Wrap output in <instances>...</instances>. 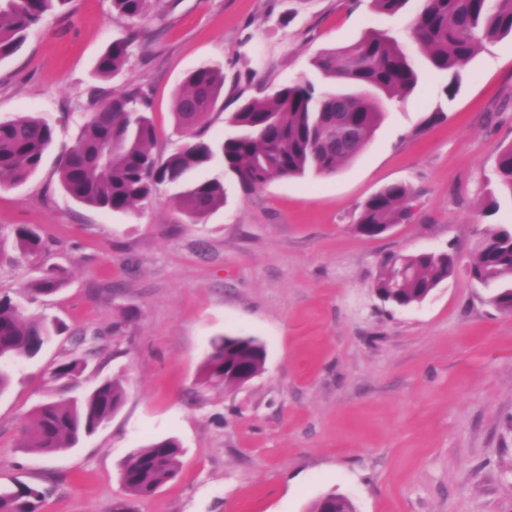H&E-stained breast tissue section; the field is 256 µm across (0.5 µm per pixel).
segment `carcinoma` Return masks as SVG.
<instances>
[{
	"mask_svg": "<svg viewBox=\"0 0 512 512\" xmlns=\"http://www.w3.org/2000/svg\"><path fill=\"white\" fill-rule=\"evenodd\" d=\"M70 0H0V61L23 45L28 32L49 13L63 11ZM377 12L400 14L407 0H372ZM153 0H112V9L130 20L144 15ZM423 65L448 76L444 90L458 91L457 68L485 43L512 36V0H420L409 24ZM132 40L119 38L99 56L95 76L120 74L131 56ZM318 78L290 81L243 100L229 118L224 136L206 139L199 132L224 86V75L200 67L184 80L173 102L182 148L165 159L152 151L155 127L140 96L114 94L93 102L73 144L58 169L61 189L85 206L116 213H134L151 199L155 185L180 188L175 201L190 221L205 220L226 203L224 177L237 178L245 191L274 179L326 177L354 159L372 140L384 118L383 100H401L417 85L419 70L390 36L370 31L359 40L318 54ZM55 140V125L45 116L17 115L0 121V189L18 186L34 176ZM209 166L214 174L190 182L187 174ZM481 212L490 214L512 204V146L496 158ZM415 196L405 183L385 186L362 205L355 231L375 237L393 225L409 222ZM25 255L42 252L41 239L27 226L15 229ZM458 258L440 253L391 254L374 283L379 299L399 308L424 301L453 276ZM472 280L492 288L489 302L512 313V227L488 231L471 253ZM67 270L42 269L28 288L51 294L66 283ZM65 327L54 319L30 317L22 304L0 297V393L8 389L14 367L36 357ZM266 360L264 345L252 336H216L203 359L200 385L233 389L244 376L258 375ZM87 358L78 349L50 372L57 394L28 415L17 447L35 455H52L75 447L95 434L121 409L125 390L115 379L81 389ZM183 449L173 438L152 440L131 451L120 467L127 498L112 512H134L133 501L153 495L175 479ZM46 492L20 483L0 487V512H40ZM311 512H356L344 495L329 491Z\"/></svg>",
	"mask_w": 512,
	"mask_h": 512,
	"instance_id": "cac0c4a2",
	"label": "carcinoma"
}]
</instances>
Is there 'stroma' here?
Here are the masks:
<instances>
[{
	"instance_id": "35a3bbf8",
	"label": "stroma",
	"mask_w": 512,
	"mask_h": 512,
	"mask_svg": "<svg viewBox=\"0 0 512 512\" xmlns=\"http://www.w3.org/2000/svg\"><path fill=\"white\" fill-rule=\"evenodd\" d=\"M418 6L408 0L389 17L372 0H160L132 26L111 0H70L0 61V120L39 112L56 129L38 173L0 190V296L68 326L0 394L1 486L45 490L40 512H111L126 496L121 461L173 436L180 472L137 512H308L331 490L357 512H512V313L462 269L410 308L372 289L387 255L450 247L464 262L484 231L512 224L511 207L479 212L494 162L512 146L511 37L460 67L455 97L429 73L386 104L371 143L335 175L251 193L226 181L227 203L200 224L185 220L166 183L136 216L80 205L58 183L92 99L144 97L154 151L166 156L184 143L172 100L192 71L224 74L204 131L216 137L257 84L311 75L321 50L371 30L413 50ZM124 36L134 40L128 65L96 78L100 54ZM437 110L445 120L427 124ZM395 182L414 192V218L358 234L362 204ZM20 224L39 233L46 263L67 266L57 294L28 299L33 264L13 248ZM126 311L136 319L113 338ZM82 332L97 337L90 381L119 380L122 408L70 453L17 448L23 417L49 397V372ZM217 335L264 344V369L244 388L199 387Z\"/></svg>"
}]
</instances>
